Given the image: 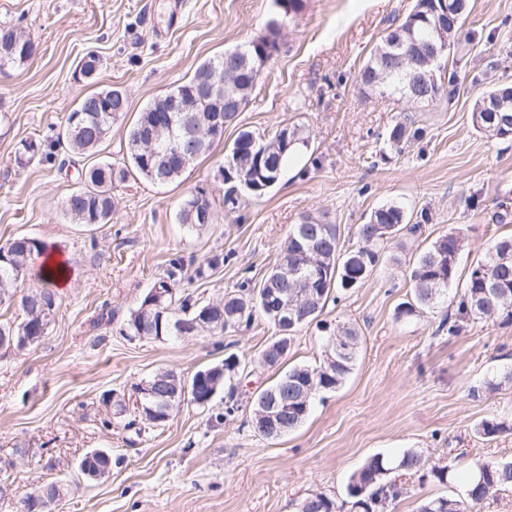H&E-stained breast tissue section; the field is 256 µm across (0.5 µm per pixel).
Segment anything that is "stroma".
<instances>
[{"instance_id":"1","label":"stroma","mask_w":512,"mask_h":512,"mask_svg":"<svg viewBox=\"0 0 512 512\" xmlns=\"http://www.w3.org/2000/svg\"><path fill=\"white\" fill-rule=\"evenodd\" d=\"M412 0H303L280 33L250 101L211 150L179 180L154 185L137 177L115 184L109 223H70L63 199L81 187L88 161L57 149V162L14 160L22 141L52 140L78 101L96 89L123 91L129 109L100 145L99 159L123 162L125 134L153 99L188 79L206 58L236 47L276 16L274 0H0V25L29 34L36 53L0 74V245L17 237L45 242L68 260L66 285L45 336L0 353V512H21L25 496L55 481L68 493L52 512H297L309 494L347 498L351 475L376 454L412 448L447 467V482L405 478L388 512H417L426 499L453 495L476 461L512 460V432L478 434L483 420L512 419V321L477 322L455 336L440 316L397 317L411 300L410 271L419 254L451 228L468 248L458 261L465 280L492 238L512 234V142L472 125L475 100L512 84V0H469L461 43L446 70L459 92L433 105L382 100L364 93L359 71ZM96 53L95 83L76 66ZM421 138L403 149L387 140L403 116ZM305 126L307 149L283 180L239 211H224L218 169L240 131L268 134ZM211 194L215 219L202 231L179 224L183 199ZM395 204L428 214L421 235L400 237L386 265L337 304L321 325L303 329L283 365L262 367L275 334L256 319L220 337L154 340L122 334L144 294L183 257L180 286L217 301L244 280L260 281L277 259L289 227L310 213L336 224L340 247L374 209ZM360 331L353 372L317 396L304 423L271 439L254 430L256 395L286 368L315 365L336 326ZM236 355L246 367L239 408L226 414L223 394L205 406L185 403L142 432L103 427L107 397L160 369L184 376ZM95 449L112 456L108 479L92 480L79 464Z\"/></svg>"}]
</instances>
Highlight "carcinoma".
I'll use <instances>...</instances> for the list:
<instances>
[{"label":"carcinoma","mask_w":512,"mask_h":512,"mask_svg":"<svg viewBox=\"0 0 512 512\" xmlns=\"http://www.w3.org/2000/svg\"><path fill=\"white\" fill-rule=\"evenodd\" d=\"M279 9L278 20L272 21L266 31L256 35L247 43L216 54L200 63L190 78L175 87V90H188L194 80L204 70L232 59V67L239 70L236 89L229 94L243 104H248L255 83L249 74L260 71L262 66L279 49L280 23L290 20L303 7V0H275ZM442 7L441 0H413V5L405 18L384 36L371 51L370 57L360 71L363 87L381 98L403 97L409 83L419 85L422 93L436 100L441 96L442 84L438 78H425L433 67L421 66L415 62L399 69V56L420 59L432 53V32L423 23L431 17V12ZM21 31L12 26L0 25V69L22 64L32 57V53L11 51L15 37ZM100 60L89 53L78 62L81 75L91 80L95 78ZM119 89H103L83 97L75 109L69 112L60 127L57 139L64 141L74 154L91 157L98 152L99 146L112 129V125L123 119L128 112V99H123L119 112L106 109L85 112L88 102L104 98L112 104V98L119 97ZM157 101H152L128 127L125 136V151L128 166L119 168L109 162H96L85 169L84 183L72 191L64 200V213L74 224L92 226L107 224L112 219L115 204L112 200V185L125 180L129 170L153 184L160 185L161 167L155 166L152 156L144 155L137 145L141 139V128L148 124L162 128L166 125V113L156 111ZM474 128L486 136L499 140H512L509 134L499 126V121L491 120V114L472 112ZM290 129L288 138L283 131ZM421 128L409 116L397 121L389 134V141L400 147L410 139L419 137ZM308 147V136L303 126L292 124L279 127L268 136L254 134L244 130L239 133L231 147V157L236 159L233 165L224 166V205L227 212L238 209L242 200L234 197L240 178L250 177L252 188L247 191L251 197H262L281 180L291 158L299 154L300 149ZM197 199L191 195L181 204L178 212L179 223L188 228L201 231L206 225L199 221V212L195 210ZM429 221L420 214V221L411 223V218L400 206L383 205L373 210L367 220L356 229L355 247L343 251L340 248L339 229L322 218L306 214L299 223L292 225L279 246L278 259L257 285L243 282L235 291L224 295V299L215 303H205L200 298L179 290L184 278L185 265L180 257L170 260L166 277L156 282L166 289L163 305L151 304L149 295H144L137 307L127 319L128 336H147L152 338H179L182 332L179 323L185 321L198 335L207 332L220 335L228 329L241 326L249 327L256 317L263 318L276 325L274 318L264 310L262 295L273 288L288 287L296 294L309 293L302 300L301 307L306 319L275 336L274 340L262 351L260 363L269 367L278 365L288 355L286 343L293 342L294 336L306 326L316 321L328 303H336L350 289L357 287L382 265L394 260L388 254L389 243L407 231L413 235L422 233V223ZM467 239L464 234L453 228L438 237L417 258L410 273L413 282V298L398 309V317L418 316L420 314L441 313L439 329L447 330L448 335L459 333L470 322H479L503 318L512 320V259L501 263L494 255L509 250L512 252V236L498 237L491 241L482 259L471 266L462 291L456 300H448V287L457 272L456 258L464 250ZM47 245L31 237L14 238L0 245V305L12 298V289L24 278L31 260L46 254ZM300 268L299 285L284 283L279 279L281 262ZM40 300L24 309V318L18 323H0L1 336H15L19 328H24L32 336L47 333V321L42 305L55 307L54 295L49 291L39 293ZM454 304V313H448L444 304ZM343 337L347 350L335 355L336 362L327 365L322 360L315 366L296 365L286 371L275 383L262 390L255 400L260 405L263 399L273 392L288 391L291 411L288 412V430L300 426L311 412L315 397L328 391H334L349 376L358 355L360 334L358 329L345 324L337 330ZM240 361L230 355L224 362L198 370L190 381L173 369L159 370L145 378L163 386L171 398L158 404L156 399L134 387L135 403L141 411L151 414L148 422L157 426L181 407L186 400L207 398L213 390L226 391L225 411L230 414L237 406V386L233 383L239 375ZM512 431V422L502 418L484 420L477 432L485 437L496 436ZM398 470L408 474L421 473L441 482L447 480L448 471L444 467H426L422 452L408 449L394 456L374 455L368 458L362 467L351 477L347 486L351 499V512H384L389 503L397 500L402 488L386 480V472ZM512 490V461H482L465 475L460 477V488L453 496L437 497L424 501L418 512H474L480 502L501 491ZM342 506L336 499L324 492H316L305 497L298 504V512H341Z\"/></svg>","instance_id":"obj_1"}]
</instances>
